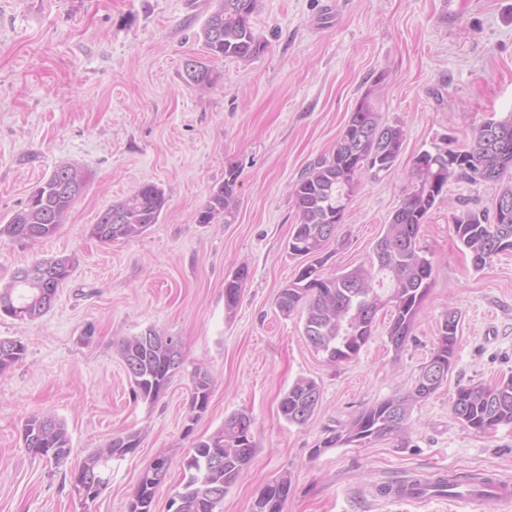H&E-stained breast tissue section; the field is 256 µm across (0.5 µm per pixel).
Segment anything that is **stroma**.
Listing matches in <instances>:
<instances>
[{
  "mask_svg": "<svg viewBox=\"0 0 512 512\" xmlns=\"http://www.w3.org/2000/svg\"><path fill=\"white\" fill-rule=\"evenodd\" d=\"M214 0H0V222L23 208L62 163L87 187L57 233L33 246L0 241V285L32 261L70 258L51 309L34 321L0 317V337L27 352L0 376V512H129L155 457L170 461L154 512H167L196 441L228 415L253 419L257 453L224 497L222 512H250L266 483L288 475L284 512H460L441 496L398 504L381 486L410 473L481 472L512 481V425L466 429L451 407L458 386L512 375V252L482 270L455 236V216L492 209L498 187L454 178L420 229L433 264L412 338L394 352L379 316L352 359L328 364L303 336L300 313L276 295L298 271L288 256L297 222L290 196L301 171L327 154L356 103L370 96L383 122L403 125L394 167L363 176L324 266L333 274L368 262L411 188L414 157L441 139L461 146L485 121L512 117V0H259V58L209 60L210 82L188 80L197 34ZM239 165L236 223L197 215ZM153 182L167 205L142 235L108 244L90 237L101 213ZM249 277L234 313L224 281ZM460 321L446 382L419 402L411 442L310 450L325 428L406 392L437 344L448 311ZM176 338L184 369L154 403L136 398L114 342L147 330ZM208 370L210 404L189 409L191 373ZM301 377L321 405L303 426L279 401ZM48 412L66 425L62 465L30 454L24 419ZM135 433L134 453L113 460L109 484L84 502L71 472L113 436Z\"/></svg>",
  "mask_w": 512,
  "mask_h": 512,
  "instance_id": "stroma-1",
  "label": "stroma"
}]
</instances>
